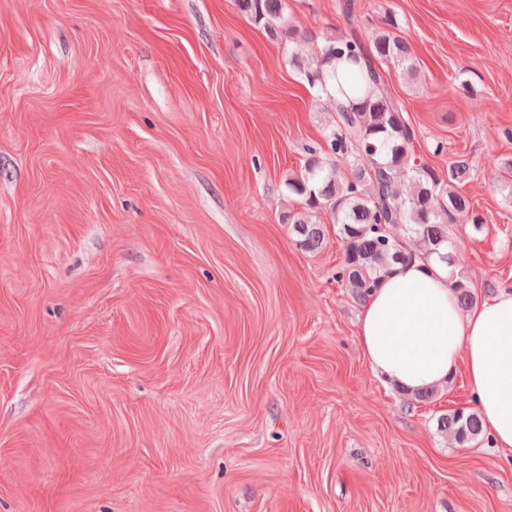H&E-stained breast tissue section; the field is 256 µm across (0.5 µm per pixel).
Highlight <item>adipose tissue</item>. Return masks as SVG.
<instances>
[{
    "label": "adipose tissue",
    "mask_w": 512,
    "mask_h": 512,
    "mask_svg": "<svg viewBox=\"0 0 512 512\" xmlns=\"http://www.w3.org/2000/svg\"><path fill=\"white\" fill-rule=\"evenodd\" d=\"M357 339L371 369L415 392L448 382L465 364L494 446L512 457V289L462 309L446 267H392L361 312Z\"/></svg>",
    "instance_id": "ef3b65f1"
}]
</instances>
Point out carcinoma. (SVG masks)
Masks as SVG:
<instances>
[{"mask_svg":"<svg viewBox=\"0 0 512 512\" xmlns=\"http://www.w3.org/2000/svg\"><path fill=\"white\" fill-rule=\"evenodd\" d=\"M267 35L284 43L288 59L304 74L317 95L335 104V129L327 138V152L308 149L301 169L288 177V190L303 198V209L290 210L283 220L296 245L307 252L320 250L326 225L312 220L315 211L328 213L336 225L344 258L336 273L363 305L393 265L432 258L450 268L460 306L476 303L466 278L454 268L455 243L449 226L466 222L479 229L483 218L458 190L469 178L471 163L464 157L448 163V175L413 162L414 132L400 105L384 88L383 66L393 65L412 75L416 63L411 47L395 19L384 17L371 28L368 41L359 34L362 20L351 0H340L348 33L327 39L312 57L294 45L307 41L288 24L284 0H237ZM404 226L398 237L392 228ZM437 429L464 446L485 435L479 413L457 409L437 419Z\"/></svg>","mask_w":512,"mask_h":512,"instance_id":"cac0c4a2","label":"carcinoma"}]
</instances>
